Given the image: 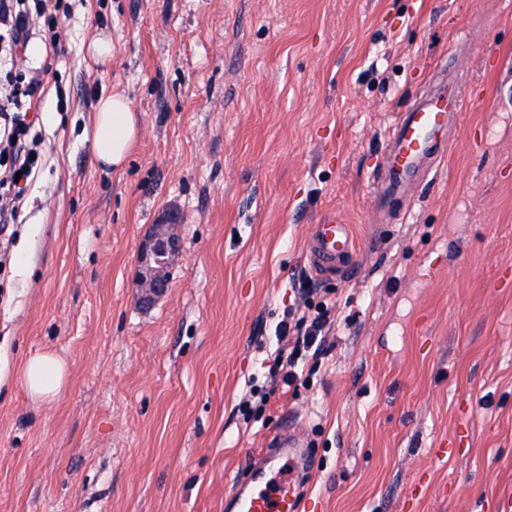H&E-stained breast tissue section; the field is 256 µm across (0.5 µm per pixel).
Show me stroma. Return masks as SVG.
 I'll return each instance as SVG.
<instances>
[{
	"label": "stroma",
	"mask_w": 512,
	"mask_h": 512,
	"mask_svg": "<svg viewBox=\"0 0 512 512\" xmlns=\"http://www.w3.org/2000/svg\"><path fill=\"white\" fill-rule=\"evenodd\" d=\"M37 106L47 165L0 270V512H224L285 414L308 432V512H497L512 494V0H67ZM112 37V61L85 47ZM448 156L411 204L370 202L396 113L440 67ZM140 136L101 171L100 95ZM183 216L166 295L136 302L141 243ZM358 243L313 278L311 224ZM27 275H20V267ZM309 279L307 295L294 285ZM332 306L288 387L271 329ZM68 365L51 401L18 366Z\"/></svg>",
	"instance_id": "obj_1"
}]
</instances>
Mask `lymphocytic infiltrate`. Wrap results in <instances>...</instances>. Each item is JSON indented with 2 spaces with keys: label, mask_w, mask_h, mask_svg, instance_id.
<instances>
[{
  "label": "lymphocytic infiltrate",
  "mask_w": 512,
  "mask_h": 512,
  "mask_svg": "<svg viewBox=\"0 0 512 512\" xmlns=\"http://www.w3.org/2000/svg\"><path fill=\"white\" fill-rule=\"evenodd\" d=\"M54 0H0V222L17 221L25 192L46 165L43 139L31 114L41 94L40 75L29 68L27 55L40 42L59 43L61 22ZM327 310L298 320L304 332L287 354L275 350L270 369L286 384L299 379L298 349L322 346Z\"/></svg>",
  "instance_id": "lymphocytic-infiltrate-1"
}]
</instances>
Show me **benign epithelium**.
I'll return each mask as SVG.
<instances>
[{
  "label": "benign epithelium",
  "mask_w": 512,
  "mask_h": 512,
  "mask_svg": "<svg viewBox=\"0 0 512 512\" xmlns=\"http://www.w3.org/2000/svg\"><path fill=\"white\" fill-rule=\"evenodd\" d=\"M181 226L180 212L169 207L149 228L138 255L136 272L138 302L143 307L154 305L168 291L171 269L180 256Z\"/></svg>",
  "instance_id": "1"
}]
</instances>
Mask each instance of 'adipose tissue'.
Here are the masks:
<instances>
[{
    "mask_svg": "<svg viewBox=\"0 0 512 512\" xmlns=\"http://www.w3.org/2000/svg\"><path fill=\"white\" fill-rule=\"evenodd\" d=\"M139 134L138 118L129 101L118 94L100 96L92 118L91 143L99 166L119 171ZM21 376L31 399L48 402L65 386V361L50 351H37L21 365Z\"/></svg>",
    "mask_w": 512,
    "mask_h": 512,
    "instance_id": "1",
    "label": "adipose tissue"
}]
</instances>
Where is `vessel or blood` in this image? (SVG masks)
<instances>
[{"instance_id":"obj_1","label":"vessel or blood","mask_w":512,"mask_h":512,"mask_svg":"<svg viewBox=\"0 0 512 512\" xmlns=\"http://www.w3.org/2000/svg\"><path fill=\"white\" fill-rule=\"evenodd\" d=\"M460 108L444 79L398 113L378 170L377 212H384L392 200H412L417 187L434 177L448 152ZM356 252L349 225L335 215L311 225L305 256L315 271L333 274L343 270ZM304 445L305 434L295 417H286L267 448L251 459L250 482L225 498L226 512H304L305 501L294 471Z\"/></svg>"}]
</instances>
